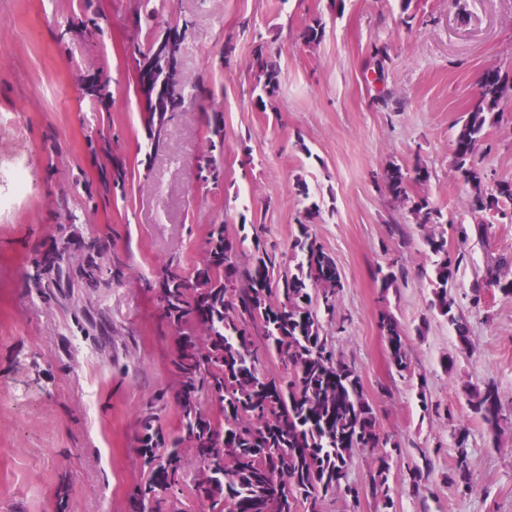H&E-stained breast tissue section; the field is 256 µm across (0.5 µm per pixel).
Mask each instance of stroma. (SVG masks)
<instances>
[{
  "instance_id": "1",
  "label": "stroma",
  "mask_w": 512,
  "mask_h": 512,
  "mask_svg": "<svg viewBox=\"0 0 512 512\" xmlns=\"http://www.w3.org/2000/svg\"><path fill=\"white\" fill-rule=\"evenodd\" d=\"M184 19L186 80L215 94L185 101L149 156L137 59ZM315 19L325 34L304 43L300 31ZM259 41L281 69L264 105L251 67ZM376 45L387 49L380 63ZM490 67L512 74V0H0V164L24 167L33 184L18 199L0 188V512H62L64 475L63 512H127L142 476L140 411L153 409L165 438L181 433L170 394L175 332L147 280L174 255L193 268L213 224L237 238L259 234L289 262L310 199L322 205L310 231L343 283L323 329L401 450L389 475L393 512H512V300L486 287L480 307L470 304L488 262L509 260L512 276V203L471 213V188L452 167L453 126ZM93 79L108 83L106 104L81 97ZM381 94L387 107L375 102ZM503 109L475 154L492 181L512 179V97ZM205 112L224 115L216 182L197 168L210 148ZM102 134L129 172L124 195L108 202L93 196L107 164L92 153ZM390 161L428 167L430 179L411 192L442 209L450 254H466L450 292L469 349L430 306L431 225L373 181ZM300 178L309 197L296 193ZM480 222L489 226L483 239L473 232ZM75 235L105 239L128 265L122 284L79 291L80 305L106 320L105 348L60 298L43 301L23 282L40 252ZM392 263L400 275L385 291L377 271ZM385 310L403 328L407 371L394 367L378 327ZM490 382L503 405L494 429L468 405ZM462 426L467 490L447 479L452 431ZM425 459L411 486L409 468ZM372 471L371 453L355 450L348 479L358 497L328 496L323 512H384Z\"/></svg>"
}]
</instances>
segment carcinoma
<instances>
[{"label": "carcinoma", "mask_w": 512, "mask_h": 512, "mask_svg": "<svg viewBox=\"0 0 512 512\" xmlns=\"http://www.w3.org/2000/svg\"><path fill=\"white\" fill-rule=\"evenodd\" d=\"M189 21L169 24L179 32L177 39L157 37L150 50L158 62L153 83L164 88L171 101L188 89L180 67L169 68L164 58L180 61ZM319 19L304 26L301 39L312 44L322 39ZM251 67L260 88L259 102L276 95L280 67L271 60L265 44L254 46ZM512 93V79L500 68L484 70L478 95L457 121L453 167L472 189L468 205L472 212L498 209L512 202V180L501 179L485 190L487 174L473 160L496 124L501 106ZM172 115L145 96V138L156 148L164 141ZM211 151L198 164L204 179L219 180L221 165L214 150L224 147V115L204 113ZM376 180L394 200L409 198L412 182L430 179L427 167L410 170L394 161ZM126 171L119 159L103 173L102 193L109 195L125 185ZM412 212L421 224L433 226L426 245L434 261L431 307L453 327L459 343L470 345L467 321L448 282L455 279L465 253L448 256V239L442 210L426 196L413 201ZM321 208L309 204L299 221V236L292 244L295 271L275 272L279 261L268 253L259 235L252 248L246 238L225 235L224 225L210 226L204 255L187 272L179 259L162 261L155 280L147 282L154 291L163 317L178 333L172 360L176 376V398L181 414V434L165 439L153 411L139 417L140 457L147 476L138 483L128 502V512H163L164 494L180 482L184 449L191 450L204 469L190 488L199 512H321L326 497L337 492L357 495L348 484V469L357 448L375 451L371 495L383 506L393 507L389 474L394 449L381 438L373 409L359 376L337 360L323 334L321 312L332 313L343 288L333 254L310 233L309 225L320 220ZM107 246L95 237L54 244L41 253L32 269L24 273L26 287L45 294L54 287L71 298L76 288H110L126 277L127 264L118 254L103 260ZM505 262L486 264L482 281L512 300V278L503 272ZM379 327L388 341L398 371L408 368L402 328L396 318L384 313ZM264 356H274L291 379L264 374L258 366ZM469 406L486 424L496 426L501 416V398L496 385L488 384L471 395ZM469 431L454 432V458L448 482L471 487Z\"/></svg>", "instance_id": "carcinoma-1"}]
</instances>
